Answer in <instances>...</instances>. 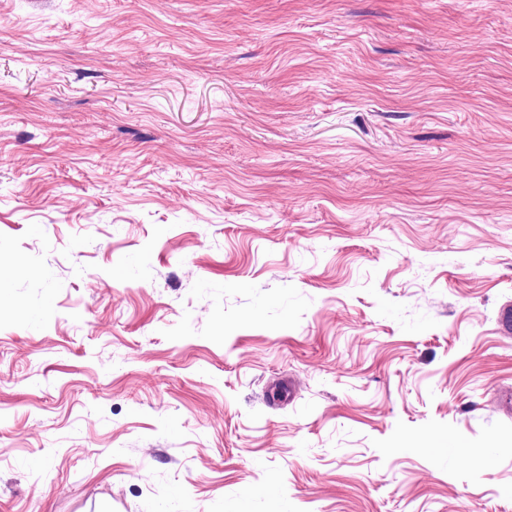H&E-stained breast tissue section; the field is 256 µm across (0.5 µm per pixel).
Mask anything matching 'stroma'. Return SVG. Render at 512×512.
I'll return each mask as SVG.
<instances>
[{"mask_svg":"<svg viewBox=\"0 0 512 512\" xmlns=\"http://www.w3.org/2000/svg\"><path fill=\"white\" fill-rule=\"evenodd\" d=\"M512 0H0V512H512Z\"/></svg>","mask_w":512,"mask_h":512,"instance_id":"1","label":"stroma"}]
</instances>
